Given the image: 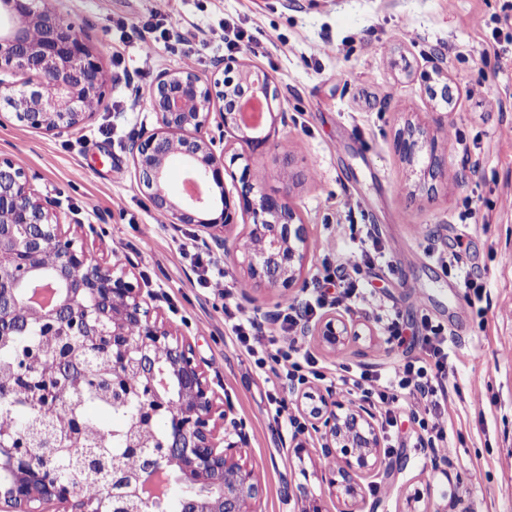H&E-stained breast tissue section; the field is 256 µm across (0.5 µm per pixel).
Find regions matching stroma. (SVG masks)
Here are the masks:
<instances>
[{"label": "stroma", "instance_id": "stroma-1", "mask_svg": "<svg viewBox=\"0 0 512 512\" xmlns=\"http://www.w3.org/2000/svg\"><path fill=\"white\" fill-rule=\"evenodd\" d=\"M53 10L81 34L99 57L103 82L95 114L80 129L53 134L14 119L0 124V153L23 157L38 178L35 187L54 199L66 224L94 226L99 255L131 266L157 309L194 344L221 396L249 435L247 458L263 484L262 512H297L307 487L322 512L338 503L321 479V462L288 451L297 416L273 418L268 394L281 391L273 360L254 367L231 342L224 305L277 329L278 292L248 290L242 270L221 249L203 250L198 229L160 222L137 185L133 140L152 130L147 93L159 73L183 68L181 47L152 45V60L139 49L143 23L155 0H50ZM184 35L195 49L196 71L214 77L223 45L203 30L226 22L244 31L238 56L271 72L279 98L272 104L271 140L255 158L264 189L289 192L300 212L310 252L293 299L309 297L323 266L351 264L360 242L337 235V224L371 225L374 237L395 245L390 264L366 270L373 308L353 310L358 335L330 350L313 339L303 349L327 368L329 389L338 363L385 371L421 353V316L448 329L452 366L443 423L454 451L440 473L430 451L416 448L418 425L401 416V443L381 448L391 465L384 491H364L365 512H512V0H172ZM125 20L116 29L114 20ZM275 34L274 46L252 51L250 40ZM438 55L459 88L452 104L433 99L424 77ZM484 80L502 110L491 111L467 96ZM415 123L437 137L445 175L432 195L418 192L426 157L406 162L396 132ZM462 140L449 139V130ZM475 213L460 221L464 199ZM350 202L353 216L339 213ZM201 263H194L193 254ZM455 261L459 276L443 274L436 254ZM223 274L229 290L205 288V274ZM478 278L489 302L477 314L464 299L462 274ZM398 314L404 341L390 346L375 314Z\"/></svg>", "mask_w": 512, "mask_h": 512}]
</instances>
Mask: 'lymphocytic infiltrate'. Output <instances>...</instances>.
<instances>
[{
  "mask_svg": "<svg viewBox=\"0 0 512 512\" xmlns=\"http://www.w3.org/2000/svg\"><path fill=\"white\" fill-rule=\"evenodd\" d=\"M392 251V246L376 242L361 250L359 262L351 270H323L322 281H332L337 286L335 296L317 290L311 300L280 303L281 323L270 341L276 347L277 370L289 382H321L326 378L317 359L297 345L300 323L308 321L316 307L325 304L347 310L369 306L371 291L361 285V269L385 261ZM421 328V356L405 359L385 376L342 363L336 369V378L346 394L375 411L384 437H391L398 415L406 410L418 418L421 432L415 439L416 446L447 457L452 450L441 409L448 402V330L426 316L421 319Z\"/></svg>",
  "mask_w": 512,
  "mask_h": 512,
  "instance_id": "lymphocytic-infiltrate-1",
  "label": "lymphocytic infiltrate"
}]
</instances>
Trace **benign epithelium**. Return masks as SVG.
I'll return each instance as SVG.
<instances>
[{
	"instance_id": "1",
	"label": "benign epithelium",
	"mask_w": 512,
	"mask_h": 512,
	"mask_svg": "<svg viewBox=\"0 0 512 512\" xmlns=\"http://www.w3.org/2000/svg\"><path fill=\"white\" fill-rule=\"evenodd\" d=\"M49 0H3L9 24L0 26V73L36 78L23 86L0 78V99L19 123L49 133L82 126L100 101L102 68L73 26L47 6ZM247 95L277 97L268 71L236 60L225 61L223 77L202 79L192 68L161 73L149 94L156 127L144 132L133 152L135 177L156 212L170 224L201 228L203 244L213 241L234 256L254 289L286 296L299 287L309 244L306 226L288 192L263 191L252 161L271 138L242 132L239 103ZM432 98L450 104L455 88L440 80L429 87ZM224 102L213 111L214 100ZM240 150L231 161H245L235 191L224 190L225 149H216L211 123ZM398 152L412 160L428 154L420 182L431 194L443 177L436 138L408 123L396 135ZM179 155L202 187L213 194L178 197L168 188V161ZM37 175L13 154H0V347L15 336L36 331L58 337L52 348L30 350L15 372L10 394L33 401L40 427L0 437V512H163L172 487H180V512H259L263 494L256 469L246 459L248 436L243 422L224 406L204 364L187 336L168 318L154 313L153 292L142 288L127 266L99 258L88 245L89 230L65 226L54 200L34 188ZM252 219L247 236L261 246L247 247L228 232L238 215ZM55 256L43 264L45 253ZM355 320L330 311L304 329L334 350L354 332ZM102 359L107 377L100 394L122 393L132 373L141 387L136 426L148 427L163 415L167 431L161 447L128 438L142 475L133 483L104 453L78 440L76 414H56L58 402L86 375L77 355ZM303 418L300 432L318 437L308 449L299 437L292 450L301 458L313 452L326 462L322 480L339 512H363V482L376 478L383 463L381 438L373 412L349 401L339 403L328 390L321 407L303 408L305 392H294ZM73 443L72 470L94 473L102 482L98 499L82 494L80 480L62 482L37 453Z\"/></svg>"
}]
</instances>
